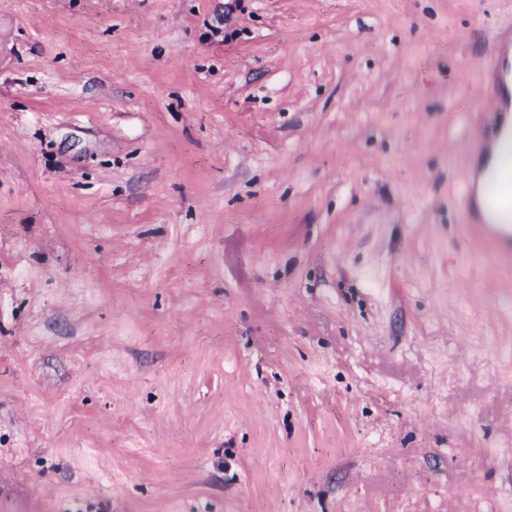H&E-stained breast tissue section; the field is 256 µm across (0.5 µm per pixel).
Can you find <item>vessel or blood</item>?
<instances>
[{
    "instance_id": "1",
    "label": "vessel or blood",
    "mask_w": 512,
    "mask_h": 512,
    "mask_svg": "<svg viewBox=\"0 0 512 512\" xmlns=\"http://www.w3.org/2000/svg\"><path fill=\"white\" fill-rule=\"evenodd\" d=\"M489 69V97L497 111L480 153L492 164L463 185L472 234L500 257H512V30L497 32Z\"/></svg>"
}]
</instances>
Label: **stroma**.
I'll list each match as a JSON object with an SVG mask.
<instances>
[{"instance_id":"stroma-1","label":"stroma","mask_w":512,"mask_h":512,"mask_svg":"<svg viewBox=\"0 0 512 512\" xmlns=\"http://www.w3.org/2000/svg\"><path fill=\"white\" fill-rule=\"evenodd\" d=\"M512 0H0V512H512V261L462 187Z\"/></svg>"}]
</instances>
